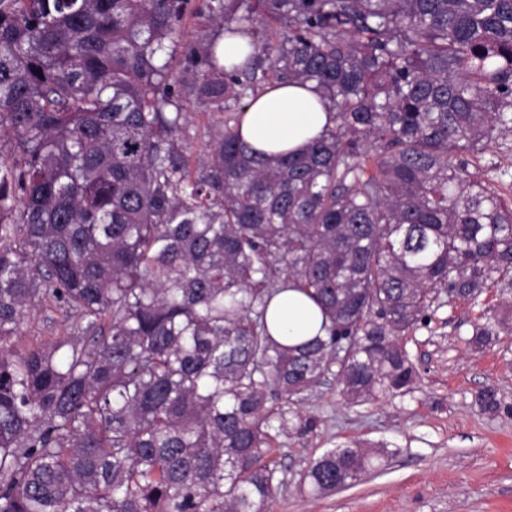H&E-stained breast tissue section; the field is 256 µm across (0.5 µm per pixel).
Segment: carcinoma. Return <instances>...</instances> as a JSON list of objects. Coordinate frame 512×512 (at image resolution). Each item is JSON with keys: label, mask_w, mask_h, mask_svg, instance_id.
<instances>
[{"label": "carcinoma", "mask_w": 512, "mask_h": 512, "mask_svg": "<svg viewBox=\"0 0 512 512\" xmlns=\"http://www.w3.org/2000/svg\"><path fill=\"white\" fill-rule=\"evenodd\" d=\"M191 3L0 0V512H263L306 396L411 391L401 340L438 295L512 277V207L457 158L512 129V0ZM275 81L333 113L285 158L239 143ZM195 112L233 124L194 171ZM290 287L325 335L271 334ZM46 303L63 333L19 348ZM385 454L297 480L329 494Z\"/></svg>", "instance_id": "carcinoma-1"}]
</instances>
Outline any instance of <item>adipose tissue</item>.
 <instances>
[{
	"label": "adipose tissue",
	"mask_w": 512,
	"mask_h": 512,
	"mask_svg": "<svg viewBox=\"0 0 512 512\" xmlns=\"http://www.w3.org/2000/svg\"><path fill=\"white\" fill-rule=\"evenodd\" d=\"M239 121L247 150L294 155L331 126L332 115L313 84L292 81L266 87L249 101ZM268 322L274 335L292 344L319 331L321 314L303 293L291 289L272 299Z\"/></svg>",
	"instance_id": "ef3b65f1"
}]
</instances>
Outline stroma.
Masks as SVG:
<instances>
[{
    "label": "stroma",
    "mask_w": 512,
    "mask_h": 512,
    "mask_svg": "<svg viewBox=\"0 0 512 512\" xmlns=\"http://www.w3.org/2000/svg\"><path fill=\"white\" fill-rule=\"evenodd\" d=\"M468 170L512 204V131ZM489 308L502 325L489 344H472ZM403 343L418 370L410 393L350 404L330 378L308 395L303 408L318 427L282 438L280 486L265 512H512V284H495L475 303L440 295ZM487 386L502 410L481 409L477 395ZM349 440L371 450L387 443L393 453L355 486L323 497L300 492L297 471Z\"/></svg>",
    "instance_id": "1"
}]
</instances>
